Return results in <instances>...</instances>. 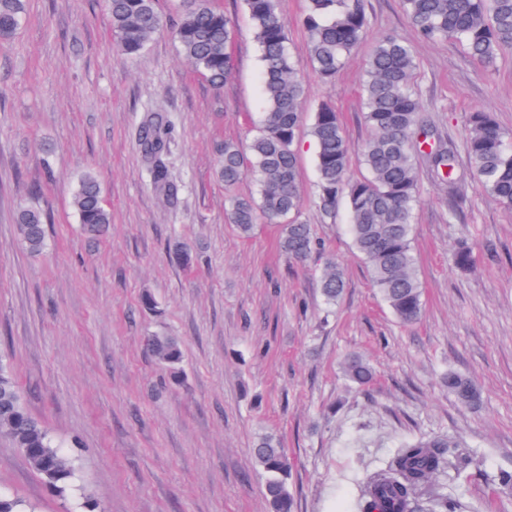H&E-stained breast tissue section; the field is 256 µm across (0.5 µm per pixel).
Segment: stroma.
<instances>
[{
    "label": "stroma",
    "instance_id": "35a3bbf8",
    "mask_svg": "<svg viewBox=\"0 0 512 512\" xmlns=\"http://www.w3.org/2000/svg\"><path fill=\"white\" fill-rule=\"evenodd\" d=\"M215 4L235 26L236 71L219 90L183 59L170 28L140 55L114 51L103 0H27L17 34L0 41V357L28 409L59 441L79 442L80 480L102 512H269L252 456L266 434L291 461L294 512H345L403 440L432 433L484 460L439 477L438 490L464 492L480 512L512 508V489L494 484L498 468H512V214L466 176L468 203L449 220L447 185L421 166L414 252L424 311L401 326L352 248L346 215L331 224L316 208L308 135L327 102L351 146L361 144L359 84L388 32L411 41L421 118L443 142L462 146L476 107L512 133V58L485 75L454 43L417 38L400 0H365L364 41L326 83L306 64V0H278L303 63L299 219L318 243L295 262L280 225L244 236L229 223L218 149L230 141L248 150L263 98L243 0ZM147 112L168 120L170 196L155 190L140 148ZM87 170L112 214L96 240L71 206ZM30 205L47 216L49 246L39 256L16 229ZM460 241L473 247L468 272L453 262ZM179 243L190 247V265L176 260ZM330 261L346 277L333 305L320 290ZM147 294L155 310L143 307ZM155 333L180 340L178 375L144 352V336ZM350 353L373 366L369 387L345 379ZM450 370L474 378L479 408L441 387ZM0 490L38 512L73 508L1 435Z\"/></svg>",
    "mask_w": 512,
    "mask_h": 512
}]
</instances>
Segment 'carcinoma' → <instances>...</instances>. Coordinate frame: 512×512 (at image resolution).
Masks as SVG:
<instances>
[{
	"label": "carcinoma",
	"mask_w": 512,
	"mask_h": 512,
	"mask_svg": "<svg viewBox=\"0 0 512 512\" xmlns=\"http://www.w3.org/2000/svg\"><path fill=\"white\" fill-rule=\"evenodd\" d=\"M260 50L265 107L257 134L245 153L226 142L219 149L218 177L232 187L250 176L255 196L233 195L228 200L230 221L248 235L259 219L282 224V248L288 258L303 262L317 249L311 226L297 220L302 205L297 181L295 143L304 84L300 61L288 46L287 25L277 0H244ZM412 28L429 41H454L491 71L499 58L512 55V0H401ZM115 48L124 55L143 51L166 26L157 0H106ZM24 0H0V40L16 34L25 12ZM367 25L363 0H307L302 26L315 75L332 81L360 46ZM184 59L215 88L224 86L234 71L229 46L234 26L213 0H184L174 28ZM416 57L400 35L387 33L373 45L362 84L367 137L357 152L365 173L349 174L352 151L337 112L320 106L309 128L316 145L317 206L325 220L336 219L340 206L349 216L353 247L369 268L383 302L402 324L416 322L423 311V289L413 249L415 210L420 199L417 161L424 157L431 173L453 185L459 168L458 150L435 138L420 122L421 100L412 82ZM164 118L148 117L141 127L143 154L150 161L151 181L169 188L165 162ZM473 178L502 209L512 212V141L494 114L482 109L466 118L463 145ZM72 207L83 230L101 235L112 216L96 176L86 171L76 182ZM17 229L24 249L41 254L47 246L43 211L21 209ZM321 293L336 303L345 287V273L330 261L321 274ZM146 346L154 359L175 373L182 360L178 342L151 335ZM343 374L358 386L374 378L371 365L358 355L344 360ZM442 386L461 405L477 408L481 394L471 376L449 372ZM0 434L21 450L32 471L58 496L74 500L79 512H98L99 504L79 482L78 455L55 439L44 422L32 416L11 367L0 360ZM452 444L440 436L404 441L387 463L365 482L352 512H461V501L436 491L434 480L449 466L464 470L482 467L478 457L452 463ZM256 467L264 474V496L270 512H293L289 488L291 463L273 435L261 437L253 448ZM0 512H35L17 494L0 492Z\"/></svg>",
	"instance_id": "obj_1"
}]
</instances>
